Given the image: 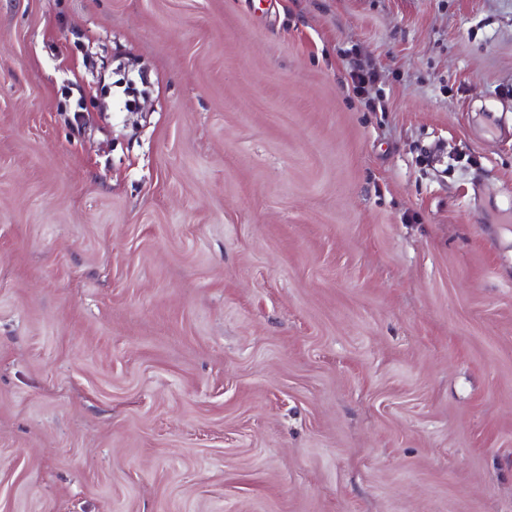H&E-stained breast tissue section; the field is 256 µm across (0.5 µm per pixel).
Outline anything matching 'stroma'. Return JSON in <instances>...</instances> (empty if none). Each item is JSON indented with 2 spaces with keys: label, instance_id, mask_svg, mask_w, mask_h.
Returning <instances> with one entry per match:
<instances>
[{
  "label": "stroma",
  "instance_id": "stroma-1",
  "mask_svg": "<svg viewBox=\"0 0 512 512\" xmlns=\"http://www.w3.org/2000/svg\"><path fill=\"white\" fill-rule=\"evenodd\" d=\"M0 512H512V0H0Z\"/></svg>",
  "mask_w": 512,
  "mask_h": 512
}]
</instances>
